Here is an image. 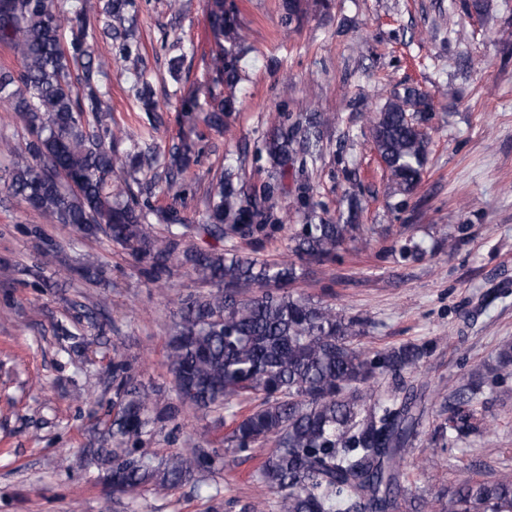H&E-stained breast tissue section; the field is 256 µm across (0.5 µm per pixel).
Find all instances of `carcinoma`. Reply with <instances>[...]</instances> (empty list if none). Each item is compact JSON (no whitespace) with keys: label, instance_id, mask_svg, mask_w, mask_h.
<instances>
[{"label":"carcinoma","instance_id":"1","mask_svg":"<svg viewBox=\"0 0 512 512\" xmlns=\"http://www.w3.org/2000/svg\"><path fill=\"white\" fill-rule=\"evenodd\" d=\"M211 35L208 71L213 86L203 101L186 100V118L204 113L211 129L224 127V113L236 109L247 33L234 6L208 0ZM137 0H0V44L18 68H0V102L27 130L18 144L0 143L10 159L4 188L51 224L82 232H101L125 248L155 283L165 281L179 263L216 290L188 294L178 303V321L168 358L179 403L153 412L132 363L112 347V423L116 448H97L85 456L89 469L104 470L112 493L134 499L144 488L166 492L212 465L203 448L175 452L157 462L146 445L156 430L176 419L184 404L204 412H230L227 443L238 454L270 446L257 475L277 495L278 512H512V474L487 473L448 487L433 502L416 499L401 485L400 466L423 425L425 408L404 384L384 395L374 392L379 376L415 373L430 344L408 342L371 350L354 343L364 322L302 295L289 285L298 279L296 262L326 264L360 232L356 206L344 223L303 224L293 237L295 259L268 261L235 249L201 251L186 241L182 220L164 216V234L148 225L150 211L135 190H144L136 173L153 159V148L126 159L116 144L129 137L125 127L103 123L108 111L112 62L89 48V15L112 38L115 57L133 60L127 69L140 111L158 122L154 78L141 64V47L126 24ZM173 53L168 73L180 91L184 61L192 44L164 45ZM429 104L407 88L370 118L375 151L391 181L411 193L422 179L427 139L415 115ZM291 140L274 129L270 154L288 157ZM192 143L183 139L169 151L166 183L182 186ZM272 191L264 206L238 188L232 175L209 188L208 222L203 233L216 239L245 238L266 230L264 213L273 209ZM483 382L472 380L445 408L434 442L491 433L478 408Z\"/></svg>","mask_w":512,"mask_h":512}]
</instances>
